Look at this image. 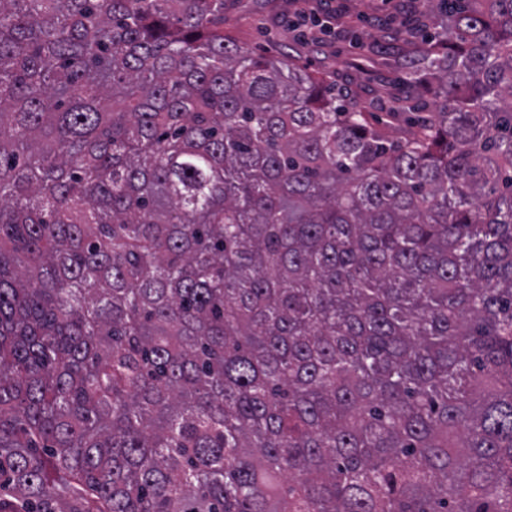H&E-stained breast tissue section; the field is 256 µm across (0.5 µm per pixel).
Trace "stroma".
<instances>
[{
  "instance_id": "obj_1",
  "label": "stroma",
  "mask_w": 512,
  "mask_h": 512,
  "mask_svg": "<svg viewBox=\"0 0 512 512\" xmlns=\"http://www.w3.org/2000/svg\"><path fill=\"white\" fill-rule=\"evenodd\" d=\"M337 13L346 15L349 30L361 28V16H402L405 0H332ZM293 0H224V30L257 55L289 54L298 63L326 72L337 88L347 90L366 112L389 111L392 100L404 90V71L394 58L413 52L422 40L393 42L373 28L362 48H355L347 32L329 40L321 50L299 42L288 29Z\"/></svg>"
}]
</instances>
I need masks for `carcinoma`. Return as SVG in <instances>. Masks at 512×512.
<instances>
[{
  "label": "carcinoma",
  "instance_id": "1",
  "mask_svg": "<svg viewBox=\"0 0 512 512\" xmlns=\"http://www.w3.org/2000/svg\"><path fill=\"white\" fill-rule=\"evenodd\" d=\"M424 6L376 121L224 0H0V512H512V0Z\"/></svg>",
  "mask_w": 512,
  "mask_h": 512
}]
</instances>
